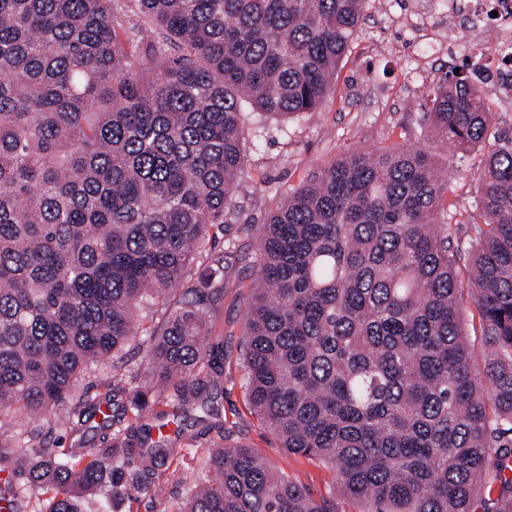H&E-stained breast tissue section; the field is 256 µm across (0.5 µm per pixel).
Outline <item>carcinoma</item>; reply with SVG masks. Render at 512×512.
<instances>
[{"label": "carcinoma", "instance_id": "carcinoma-1", "mask_svg": "<svg viewBox=\"0 0 512 512\" xmlns=\"http://www.w3.org/2000/svg\"><path fill=\"white\" fill-rule=\"evenodd\" d=\"M368 0H136L121 38L112 0H0V417L71 402L75 432L113 428L109 448L61 460L39 431L0 434V499L12 512H88L158 493L180 449L152 429L167 404L224 378V340L203 300L224 276L208 228L240 217L243 105L316 112ZM483 53L432 89L428 140L485 151L480 223L448 224V165L429 148L353 151L264 225L240 348L251 409L280 447L332 473L327 494L273 470L262 450L207 448L208 481L173 512H512V140L475 81ZM467 256V288L459 262ZM191 283L200 300L152 333V384L116 426L111 402L76 397L89 368L136 341L137 310ZM481 349L462 326L463 294ZM136 461L133 470L130 461Z\"/></svg>", "mask_w": 512, "mask_h": 512}]
</instances>
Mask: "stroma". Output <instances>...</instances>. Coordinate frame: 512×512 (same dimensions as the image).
Listing matches in <instances>:
<instances>
[{"instance_id":"1","label":"stroma","mask_w":512,"mask_h":512,"mask_svg":"<svg viewBox=\"0 0 512 512\" xmlns=\"http://www.w3.org/2000/svg\"><path fill=\"white\" fill-rule=\"evenodd\" d=\"M420 0H368L364 19L336 71V92L319 112L290 117L264 118L257 147L248 149L246 173L236 192L241 217L211 228L206 255L222 259L224 296L210 303L208 326L212 336L224 339V382L209 389L203 400L180 411L184 425L176 441L192 464L182 482L167 485L164 497L143 492L137 502L113 496L101 486L90 497V507L106 512H170L184 501L194 481L205 478L194 456L203 449L224 444H247L262 449L271 467L311 490L324 494L332 479L319 463L280 448L275 436L252 412L246 397L239 349L246 298L256 276L253 257L263 226L273 215L283 194L304 184L320 169L354 150H396L422 145L428 131V94L440 78L461 65L464 56L486 48L483 65L496 61L492 45L498 42V25L490 23L482 33H466L448 25V9L441 0L432 4L434 21L425 26L417 41L404 32L414 23ZM448 41L466 43L465 55H448ZM454 169L448 192L450 224L475 221L474 197L477 173L484 152L447 153ZM149 359L145 346L130 345L94 366L79 389L89 397L103 393L102 383L113 372L123 373L129 387L142 385ZM68 406L53 409L40 420V445L55 454L71 449L109 444L111 430L89 423L71 431Z\"/></svg>"}]
</instances>
